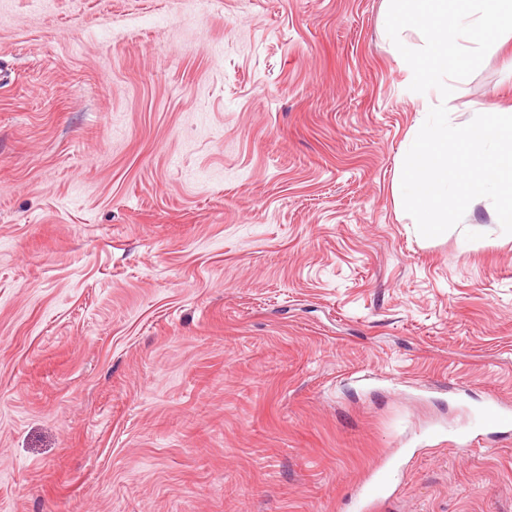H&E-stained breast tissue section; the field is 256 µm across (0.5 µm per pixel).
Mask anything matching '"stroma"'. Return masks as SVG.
I'll return each mask as SVG.
<instances>
[{
  "label": "stroma",
  "mask_w": 512,
  "mask_h": 512,
  "mask_svg": "<svg viewBox=\"0 0 512 512\" xmlns=\"http://www.w3.org/2000/svg\"><path fill=\"white\" fill-rule=\"evenodd\" d=\"M385 11L0 0V512H512V240L399 204ZM392 484L391 467L378 466L362 483L355 499L359 512H372L389 498Z\"/></svg>",
  "instance_id": "stroma-1"
}]
</instances>
